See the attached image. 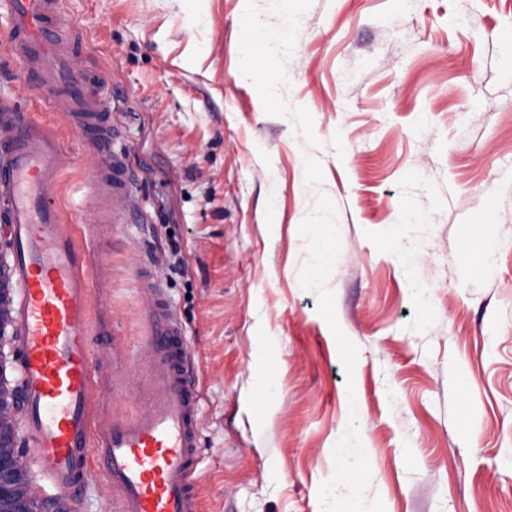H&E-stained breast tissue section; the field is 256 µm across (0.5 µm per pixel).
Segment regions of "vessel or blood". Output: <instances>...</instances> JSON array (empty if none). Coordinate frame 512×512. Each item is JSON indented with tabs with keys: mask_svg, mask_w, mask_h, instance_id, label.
Here are the masks:
<instances>
[{
	"mask_svg": "<svg viewBox=\"0 0 512 512\" xmlns=\"http://www.w3.org/2000/svg\"><path fill=\"white\" fill-rule=\"evenodd\" d=\"M0 44L42 97L80 133L92 154L86 210L106 214L77 228L57 201L73 156L50 124L0 103V222L13 240V303L27 454L58 496L99 479L112 512H200L194 475L200 451V391L185 329L157 266L139 267L147 398L132 415L111 410L120 348L112 313L94 308L92 282L109 271L89 244L104 238L132 202L130 173L112 145L109 83L85 62L83 38L61 0H0Z\"/></svg>",
	"mask_w": 512,
	"mask_h": 512,
	"instance_id": "1",
	"label": "vessel or blood"
}]
</instances>
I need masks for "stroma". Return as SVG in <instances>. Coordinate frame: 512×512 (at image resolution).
<instances>
[{
    "instance_id": "obj_1",
    "label": "stroma",
    "mask_w": 512,
    "mask_h": 512,
    "mask_svg": "<svg viewBox=\"0 0 512 512\" xmlns=\"http://www.w3.org/2000/svg\"><path fill=\"white\" fill-rule=\"evenodd\" d=\"M62 11L110 80L139 202L99 247L93 299L141 364L130 256L177 257L201 512H346L344 464L357 512H512V0ZM288 19L270 97L245 77L244 26ZM23 81L0 52V99L58 129L75 157L58 201L94 221L80 139Z\"/></svg>"
}]
</instances>
